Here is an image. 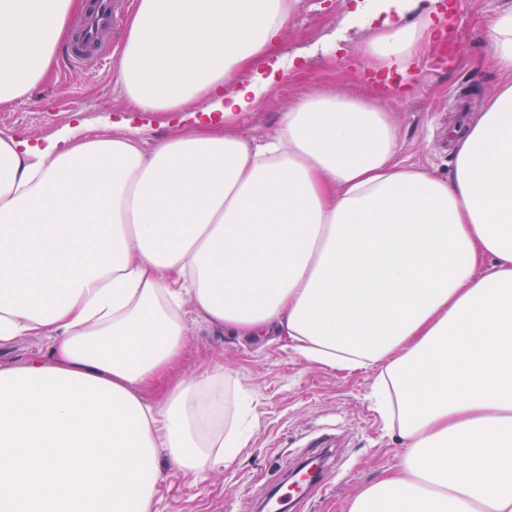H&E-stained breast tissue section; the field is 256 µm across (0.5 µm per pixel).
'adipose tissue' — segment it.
Instances as JSON below:
<instances>
[{"label":"adipose tissue","instance_id":"adipose-tissue-1","mask_svg":"<svg viewBox=\"0 0 512 512\" xmlns=\"http://www.w3.org/2000/svg\"><path fill=\"white\" fill-rule=\"evenodd\" d=\"M299 0H137L116 71L132 111L222 113L145 148L69 129L0 130V348L49 340L32 370L104 380L153 450L196 472L248 438L214 423L224 368L181 376L192 315L276 333L311 364L373 371L399 466L347 512H512V84L457 139L450 176L397 159L379 99L317 90L278 132L234 130L289 65L268 54ZM79 0H0V105L52 72ZM437 28L382 22L361 56L407 71ZM253 75L244 82L236 74Z\"/></svg>","mask_w":512,"mask_h":512}]
</instances>
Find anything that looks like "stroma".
<instances>
[{
    "mask_svg": "<svg viewBox=\"0 0 512 512\" xmlns=\"http://www.w3.org/2000/svg\"><path fill=\"white\" fill-rule=\"evenodd\" d=\"M447 2L446 36L427 45L413 62L407 95H383L401 133L399 160L443 176L452 170L456 98L477 112L500 84L512 82V73L495 65L489 39L490 23L512 8V0ZM353 4L301 0L297 15L270 50L271 58L294 60L296 67L254 111L239 118L238 131L266 138L275 132L280 112L317 89L368 98L380 93L357 52L372 31L347 21ZM81 122L96 129L124 122L143 127L151 146L167 137L179 118L130 111L114 70L84 74L62 62L24 103L0 107V130L21 132L36 143ZM213 364L223 365L230 391L225 417H233L239 395L251 400L245 419L248 444L218 468L186 474L164 468L156 512H250L249 501H262L269 481L292 471L325 433L334 440L325 464L335 478L329 487L317 488L310 512H346L355 494L399 465L397 427L375 408L374 372L348 374L314 365L295 355L286 337L237 336L200 320L181 372L192 376Z\"/></svg>",
    "mask_w": 512,
    "mask_h": 512,
    "instance_id": "35a3bbf8",
    "label": "stroma"
}]
</instances>
